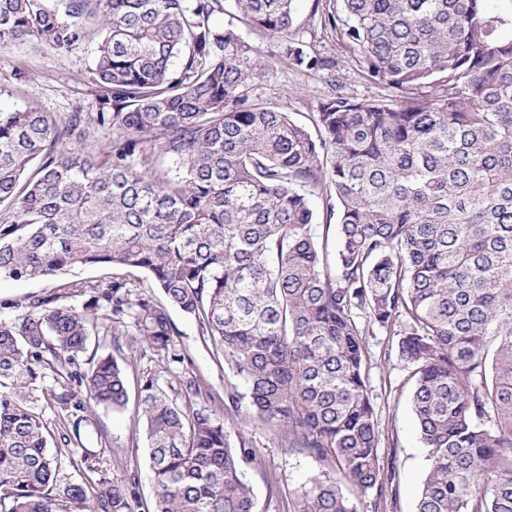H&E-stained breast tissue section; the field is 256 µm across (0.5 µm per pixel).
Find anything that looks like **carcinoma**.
Here are the masks:
<instances>
[{
	"label": "carcinoma",
	"instance_id": "cac0c4a2",
	"mask_svg": "<svg viewBox=\"0 0 512 512\" xmlns=\"http://www.w3.org/2000/svg\"><path fill=\"white\" fill-rule=\"evenodd\" d=\"M0 0V44L67 51L98 38L89 112L0 109V280L49 291L0 318V512H134L136 477L87 486L62 467L89 408L129 402L119 360L146 347L137 423L156 512H254L247 404L285 447L380 499L364 328L394 331L413 366L429 468L416 512H512V38L492 0H315L385 94L341 91V67L300 38L296 0ZM334 87L309 123L249 85L274 59ZM112 132L101 156L75 148ZM321 204L334 248L313 229ZM76 266L112 267L100 280ZM132 270L157 293L138 291ZM232 363L222 396L185 367L169 309ZM107 337L87 353L91 337ZM88 358H83L84 354ZM64 411L46 419L47 407ZM296 512H357L313 476Z\"/></svg>",
	"mask_w": 512,
	"mask_h": 512
}]
</instances>
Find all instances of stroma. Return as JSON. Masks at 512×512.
I'll list each match as a JSON object with an SVG mask.
<instances>
[{
	"instance_id": "obj_1",
	"label": "stroma",
	"mask_w": 512,
	"mask_h": 512,
	"mask_svg": "<svg viewBox=\"0 0 512 512\" xmlns=\"http://www.w3.org/2000/svg\"><path fill=\"white\" fill-rule=\"evenodd\" d=\"M313 3L314 0H297L299 35L316 51L333 56L344 65V90L349 96L370 100L380 95L378 86L363 80L355 71L352 48L314 20ZM96 47V42L90 40L61 53L42 44H0V107L35 108L57 120L73 112L90 111L98 95L91 73ZM249 93L301 121L330 95L331 88L323 79L276 61L252 83ZM170 316L192 369L216 392H245L242 377L214 355L211 343L199 336L195 321L175 309ZM363 340L367 385L377 415L378 460L384 472L394 473L395 481L393 493L380 499L371 494H355L357 512H415L429 462L411 412V367L400 358L396 337L386 330H366ZM89 415L92 424L103 426L110 436L111 477L121 479L127 473H135L139 502L135 512H152L154 477L147 444L135 435L134 408L112 412L96 406ZM224 425L230 436L244 435L256 454L246 472L255 512H294L297 492L311 477L318 473L332 478L337 475L334 468L285 448L280 430L253 420L247 410L225 419Z\"/></svg>"
}]
</instances>
